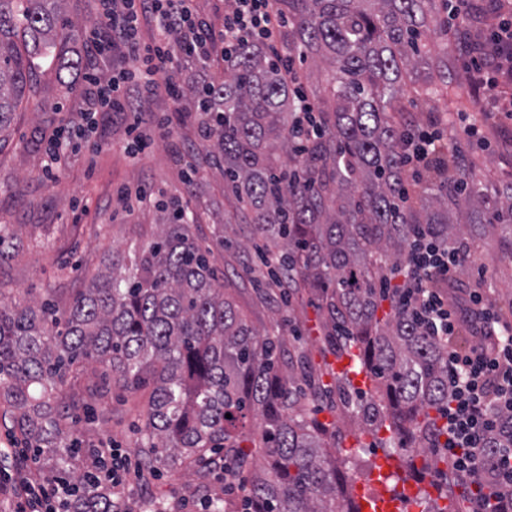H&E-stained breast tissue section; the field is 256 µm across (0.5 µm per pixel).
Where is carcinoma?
Returning <instances> with one entry per match:
<instances>
[{"label":"carcinoma","mask_w":512,"mask_h":512,"mask_svg":"<svg viewBox=\"0 0 512 512\" xmlns=\"http://www.w3.org/2000/svg\"><path fill=\"white\" fill-rule=\"evenodd\" d=\"M58 2L0 0V140L39 59L52 56L61 85L82 67L55 52L82 34ZM278 5L288 17V52L326 65L327 87L312 94L323 133L295 151L290 85L263 49L243 45L224 61V101L204 108L224 156V180L288 267L291 292H319L336 357L358 348L360 370L396 407L388 412L373 395L351 404V380L342 374L336 399L349 418L379 427L389 417L394 440L409 430L415 457L439 482L438 498L424 499L422 512H462L470 491L448 495V472L438 468L447 462L440 418L448 406V344L421 330L396 292L373 285L398 274L416 224L468 252L460 223L499 226L509 231L504 241L512 253V186L488 195L461 149L437 153L415 204L396 198L405 125L394 116L404 107L394 104L408 68H422L413 85L419 97H450L462 88L448 72V50L431 59L423 43L428 15L448 10V0ZM210 255L191 225L169 216L132 254L112 252L63 309L0 288V404L46 461L48 478L70 493L64 512H118L112 487L77 465L79 398L68 375L80 361L106 367L124 391L152 385L137 437L144 469L202 471L220 448L238 469H251V512H359L340 499L337 467L327 463L341 447L327 443L326 426L306 414V376L284 373L280 340L247 321ZM503 419L508 427L490 435L493 448L512 445V415ZM260 458L269 470L251 468Z\"/></svg>","instance_id":"obj_1"}]
</instances>
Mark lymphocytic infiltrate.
Here are the masks:
<instances>
[{
	"label": "lymphocytic infiltrate",
	"instance_id": "1",
	"mask_svg": "<svg viewBox=\"0 0 512 512\" xmlns=\"http://www.w3.org/2000/svg\"><path fill=\"white\" fill-rule=\"evenodd\" d=\"M95 24L87 39L94 59L81 75L85 118L135 109L134 97L165 92L181 100L185 91H217L211 77L215 53L231 55L242 42L274 48L282 18L276 0H226L224 23L214 27L194 7V0H92ZM152 17L151 38L141 32L142 17ZM121 55L126 65L108 68L100 59ZM198 66L185 82L170 75L176 54ZM474 96L512 86V24L499 23L490 34V49L473 58L469 71ZM86 133L72 125L58 127L49 136L42 172L56 182V166ZM441 147L437 131L408 129L401 143L400 160L413 176H421ZM467 260L458 248L437 241L426 226L415 227L404 272L398 282L401 302L416 312L430 335L448 339L462 326L483 336L481 345L448 353V408L446 437L448 469L461 478L489 481L490 493L477 496L472 512H512V447L493 448L488 433L503 426L502 413H512V323L502 321L486 303L482 289L468 292L465 307L449 301L442 284L454 280ZM17 501L15 512H50L62 488H36L26 475H18L8 489Z\"/></svg>",
	"mask_w": 512,
	"mask_h": 512
}]
</instances>
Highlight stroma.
Instances as JSON below:
<instances>
[{
  "label": "stroma",
  "instance_id": "1",
  "mask_svg": "<svg viewBox=\"0 0 512 512\" xmlns=\"http://www.w3.org/2000/svg\"><path fill=\"white\" fill-rule=\"evenodd\" d=\"M412 88V83H405L401 98L410 118L434 122L449 139L455 131L444 117L451 110L461 113L487 139L483 147L472 140L466 143L477 164V177L492 191L512 185V120L491 112L487 102L474 97L465 95L451 104L444 98H414ZM80 92V79L62 86L52 66L37 69L27 100L13 116L8 141L0 146V226L18 234L12 254L0 261V288H19L65 304L86 287L104 258L151 239L156 224L163 221V205L181 207L192 214L195 237L212 249V265L251 324L280 336L284 357L307 358L323 382L332 383L327 366L335 356L324 349L315 300L306 295L285 307L264 286L266 271L252 248L261 234L224 190V159L214 140L200 136V115L192 95L178 102L162 94L136 101L142 128L152 138L138 161H131L123 150L127 121L115 114L100 119L92 136L96 149L70 153L58 181H45L44 138L58 125L76 120ZM162 112L172 118V137H161L154 129L153 120ZM189 161L197 168L191 182L184 179ZM142 190L151 193V200L137 201ZM474 247L476 259L459 272L453 299H462L468 288L482 284L487 301L503 320L512 322V260L503 257L500 231L476 234ZM76 383L94 412L92 420L78 426L84 448L107 443L128 463H135L132 428L145 418L143 397L125 394L90 364L81 367ZM307 406L319 422L336 425L342 448L359 452L341 488L345 499L355 501L361 490L376 494L396 490V480L384 484L378 480L381 456L397 448L388 441L386 429L362 430L349 419L336 418L325 402L313 396ZM126 493L134 499L155 498L169 512H199L209 497L221 499L226 512H241L244 500L243 494L225 491L223 472L212 469L183 474L163 468L147 487L130 485Z\"/></svg>",
  "mask_w": 512,
  "mask_h": 512
}]
</instances>
